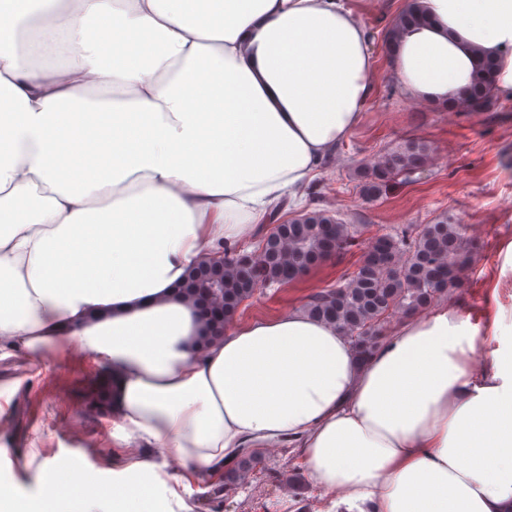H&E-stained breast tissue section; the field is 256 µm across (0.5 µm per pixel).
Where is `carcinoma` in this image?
<instances>
[{"instance_id":"obj_1","label":"carcinoma","mask_w":512,"mask_h":512,"mask_svg":"<svg viewBox=\"0 0 512 512\" xmlns=\"http://www.w3.org/2000/svg\"><path fill=\"white\" fill-rule=\"evenodd\" d=\"M424 23L417 0H408L396 17L384 42L393 52L400 31ZM499 62L477 55L474 79L466 97L455 106L459 112H484L494 102ZM427 156L426 146L409 143L404 151L382 159L357 176L367 199L386 197L400 176L419 168ZM361 230L340 222L327 209H316L279 224L272 237H264L259 251L244 262L240 253L224 255V297L211 301L195 288L206 275L202 265L193 267L180 290L200 306L206 319L218 325L232 318L240 305L261 287H282L295 282L322 262L343 255L359 245ZM370 253L343 274L336 287L308 296L305 309L312 317L336 325L365 358L385 339L384 324L392 313L424 310L439 296L462 286L461 273L470 260L465 228L436 217L432 223L410 226L395 233L371 238ZM259 463L258 452L224 464V487L240 486Z\"/></svg>"}]
</instances>
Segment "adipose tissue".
<instances>
[{"label":"adipose tissue","instance_id":"1","mask_svg":"<svg viewBox=\"0 0 512 512\" xmlns=\"http://www.w3.org/2000/svg\"><path fill=\"white\" fill-rule=\"evenodd\" d=\"M391 75L463 97L476 54L512 78V0H421ZM63 26V57L20 45ZM376 59L348 0H0V359L107 365L111 481L41 460L53 501L85 512H192L245 448L288 441L349 512H512V360L477 356L457 305L405 318L360 359L303 306L210 331L178 292L307 186L360 121ZM112 120V162L74 129Z\"/></svg>","mask_w":512,"mask_h":512}]
</instances>
